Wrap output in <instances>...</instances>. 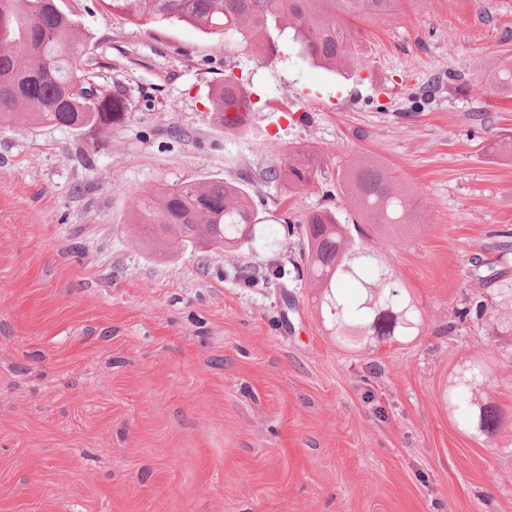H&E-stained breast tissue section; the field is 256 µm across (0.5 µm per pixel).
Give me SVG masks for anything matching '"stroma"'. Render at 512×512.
I'll return each instance as SVG.
<instances>
[{
	"instance_id": "35a3bbf8",
	"label": "stroma",
	"mask_w": 512,
	"mask_h": 512,
	"mask_svg": "<svg viewBox=\"0 0 512 512\" xmlns=\"http://www.w3.org/2000/svg\"><path fill=\"white\" fill-rule=\"evenodd\" d=\"M60 4L128 117L0 127V512H512V298L470 265L512 273V99L484 86L512 55V0H404L361 23L346 77L289 43L270 62L235 54L258 101L240 135L210 102L223 41ZM271 140L320 152L321 181H265ZM365 154L419 209L398 241L350 237L388 252L424 326L350 351L287 224L325 209L353 224L338 162ZM214 177L247 182L255 239L228 254L140 237L138 194ZM471 298L482 321L456 320ZM486 354L507 420L473 437L443 393Z\"/></svg>"
}]
</instances>
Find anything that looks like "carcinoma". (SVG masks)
I'll return each instance as SVG.
<instances>
[{
    "label": "carcinoma",
    "mask_w": 512,
    "mask_h": 512,
    "mask_svg": "<svg viewBox=\"0 0 512 512\" xmlns=\"http://www.w3.org/2000/svg\"><path fill=\"white\" fill-rule=\"evenodd\" d=\"M49 0H0V126L39 123L76 132L110 127L127 118L124 101L90 83L94 58L90 37ZM112 12L157 24L184 22L208 35L224 37L243 54L276 57L286 40L304 58L344 74L362 66L354 22L391 17L401 0H106ZM489 92L512 98V56L485 82ZM247 80L227 69L212 95L213 112L257 111ZM321 173V163L304 150L266 170L268 182L286 183L298 193ZM338 187L365 224L397 233L413 223L409 194L379 161L360 158L338 168ZM136 223L159 248L205 243L234 251L256 235L259 214L248 189L233 178L183 181L144 193L134 202ZM301 260L314 302L340 345L364 349L370 340L406 343L422 333L413 298L402 293L384 252L355 247L348 225L329 210L300 222ZM358 288L351 301L341 285ZM488 363L469 360L456 374L445 400L465 432L492 437L504 416L485 401Z\"/></svg>",
    "instance_id": "carcinoma-1"
}]
</instances>
